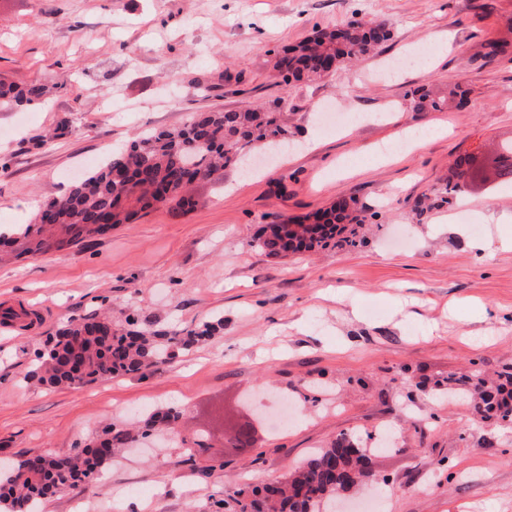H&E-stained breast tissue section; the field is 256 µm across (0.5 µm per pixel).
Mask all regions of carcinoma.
Masks as SVG:
<instances>
[{
  "label": "carcinoma",
  "instance_id": "cac0c4a2",
  "mask_svg": "<svg viewBox=\"0 0 512 512\" xmlns=\"http://www.w3.org/2000/svg\"><path fill=\"white\" fill-rule=\"evenodd\" d=\"M384 22L353 20L346 25L322 29L310 38L282 49L273 69L284 90L328 77V64L345 67L370 54L390 40ZM51 94L45 84H18L0 79V112L21 111L42 104ZM464 96L456 85L413 93L416 112H442ZM291 128L288 113L261 107L240 111L211 109L196 112L185 124L136 134L126 148L114 151L96 168L75 181L62 197L42 204L33 219L16 231L0 230V260L35 257L62 251L64 244L75 249L120 224H129L141 211L175 204L192 206L189 192L200 181L219 177L226 167H241L258 148L288 145ZM457 182L435 190L415 206L417 215L450 202L465 180L475 177L474 161H457ZM378 212L354 197H342L329 208L300 219L268 225L256 246L269 258L290 254L361 245L359 228L371 224ZM224 321H206L194 327L155 330L152 322L137 315L123 325H112V315L71 317L47 347L40 350L27 378L49 387L87 386L115 377L145 378L168 363L172 353L189 351L212 339ZM451 397L471 398L472 411L481 420L512 421V372H503L494 385L475 374L456 373L437 384ZM181 412L167 408L153 413L147 426H160L177 434ZM139 434L112 430L94 444L67 457L37 454L9 467L0 466V504L6 512H37L30 503L42 501L79 483L92 485L104 468L124 448H132ZM234 446L253 448L250 425L233 434ZM366 456V449L350 437L336 440L316 451L295 468L283 483L254 489L251 495L239 490L238 509L222 498L223 512H325V506L346 489L356 475H369L352 455Z\"/></svg>",
  "mask_w": 512,
  "mask_h": 512
}]
</instances>
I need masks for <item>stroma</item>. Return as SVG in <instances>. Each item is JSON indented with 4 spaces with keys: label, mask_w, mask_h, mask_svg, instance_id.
Returning a JSON list of instances; mask_svg holds the SVG:
<instances>
[{
    "label": "stroma",
    "mask_w": 512,
    "mask_h": 512,
    "mask_svg": "<svg viewBox=\"0 0 512 512\" xmlns=\"http://www.w3.org/2000/svg\"><path fill=\"white\" fill-rule=\"evenodd\" d=\"M354 18L383 21L384 50L283 91L272 62L285 46ZM503 49L489 54L488 44ZM0 77L56 86L51 101L0 112V225L28 223L144 129L192 113L288 103L295 146L196 183L193 205L140 214L66 254L0 265V462L73 449L105 430L181 410L178 436H152L94 486L40 512H195L242 488L286 479L341 436L391 429L393 450L340 494L338 512H512V424L472 421L439 395L451 373L512 370V183H471L467 205L416 218V202L512 142V0H0ZM457 83L464 100L416 112L411 93ZM69 123L71 133L35 139ZM422 144L382 154L405 128ZM355 197L379 213L353 250L273 261L253 242L266 225ZM469 228L460 237L455 225ZM100 307L115 324L146 316L159 330L220 317L224 329L144 379L50 389L25 374L70 316ZM293 411L256 428L251 453L227 428L262 410ZM210 433L223 458L206 480L187 444Z\"/></svg>",
    "instance_id": "stroma-1"
}]
</instances>
